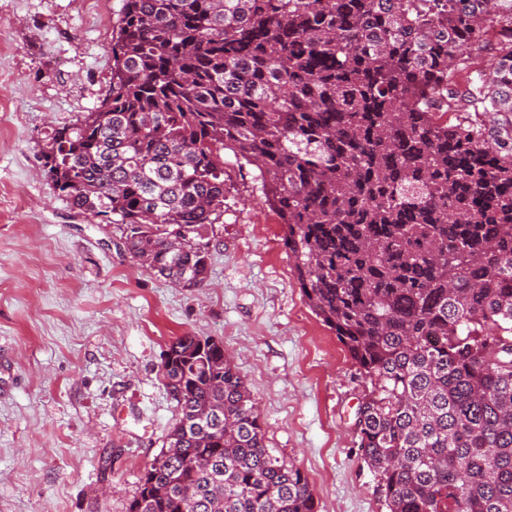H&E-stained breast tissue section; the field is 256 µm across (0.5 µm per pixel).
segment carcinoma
<instances>
[{
  "mask_svg": "<svg viewBox=\"0 0 512 512\" xmlns=\"http://www.w3.org/2000/svg\"><path fill=\"white\" fill-rule=\"evenodd\" d=\"M40 155L55 195L190 290L228 166L254 167L369 384L355 429L388 512H512V0H122L108 94ZM169 349L178 418L128 512H316L224 342Z\"/></svg>",
  "mask_w": 512,
  "mask_h": 512,
  "instance_id": "obj_1",
  "label": "carcinoma"
}]
</instances>
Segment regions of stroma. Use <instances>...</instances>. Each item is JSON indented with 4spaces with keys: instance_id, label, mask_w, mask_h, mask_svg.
<instances>
[{
    "instance_id": "stroma-1",
    "label": "stroma",
    "mask_w": 512,
    "mask_h": 512,
    "mask_svg": "<svg viewBox=\"0 0 512 512\" xmlns=\"http://www.w3.org/2000/svg\"><path fill=\"white\" fill-rule=\"evenodd\" d=\"M121 0H0V512H127L178 417L171 342L223 340L268 447L300 468L317 512H387L354 430L362 380L306 305L252 168L205 287L187 291L51 190L40 146L93 110Z\"/></svg>"
}]
</instances>
